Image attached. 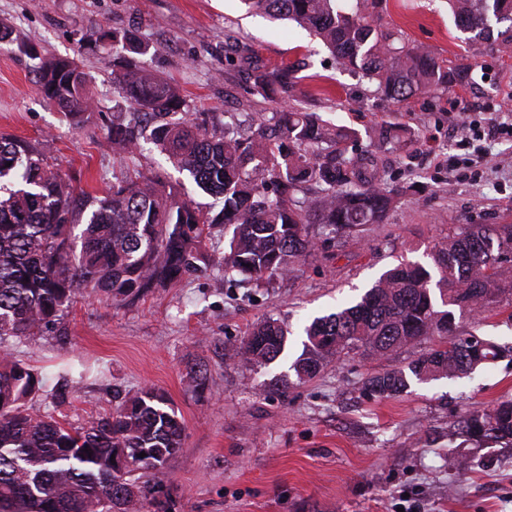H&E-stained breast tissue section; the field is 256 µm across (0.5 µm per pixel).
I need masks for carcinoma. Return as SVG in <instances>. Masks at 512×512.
I'll use <instances>...</instances> for the list:
<instances>
[{"instance_id": "cac0c4a2", "label": "carcinoma", "mask_w": 512, "mask_h": 512, "mask_svg": "<svg viewBox=\"0 0 512 512\" xmlns=\"http://www.w3.org/2000/svg\"><path fill=\"white\" fill-rule=\"evenodd\" d=\"M241 2L250 13L309 30L342 70L361 75L386 99L401 103L469 79L470 67L447 65L375 23L378 0ZM448 10L461 32L492 40L498 52L512 50V0H448ZM99 40L117 49L112 85L133 109L112 122V146L133 160L141 143H151L212 203L187 199L163 174L136 166L113 175L107 196L77 193L39 151L0 136V344L57 323L89 289L134 300L207 270L205 241L218 226L232 230L224 279L243 276L260 288L292 274L311 250L307 225L353 231L382 223L396 203L369 153L340 149L355 132L293 104L298 77L291 66L270 70L246 57L254 93L283 106L269 118L246 112L218 133L190 118L178 86L122 55L147 53L132 31L102 29ZM35 72L43 99L68 120L80 123L93 111L75 60L41 59ZM404 135L381 127L374 145ZM308 186L318 193L309 207L295 197ZM506 295L512 224H469L448 235L431 263L401 262L356 304L315 319L290 369L311 379L335 354L361 350L383 359L438 336V348L367 377L365 395L392 398L414 382L468 377L512 347L451 326L456 316L479 313ZM286 336L278 322L264 321L234 355L270 363ZM37 384L33 369L0 357V512H141L147 503L166 512L155 477L182 448L185 425L163 392L137 389L109 413L73 427L27 412L23 400ZM458 427L479 446L512 444V400L474 411Z\"/></svg>"}]
</instances>
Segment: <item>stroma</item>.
Wrapping results in <instances>:
<instances>
[{"label": "stroma", "mask_w": 512, "mask_h": 512, "mask_svg": "<svg viewBox=\"0 0 512 512\" xmlns=\"http://www.w3.org/2000/svg\"><path fill=\"white\" fill-rule=\"evenodd\" d=\"M375 19L440 59L470 65L468 82L404 103L374 97L367 80L340 70L308 32L246 14L239 0H0V25L12 32L0 49V135L27 142L76 189L99 197L125 163L108 129L129 110L112 86L113 52L96 42L102 28H133L149 46L144 65L179 86L191 116L216 127L237 113L281 107L253 94L246 66L234 59L244 44L266 67L298 65L302 107L358 132L359 146L365 131L383 125L411 131L379 156L387 184L400 191L384 223L340 235L310 225L315 248L292 275L261 288L225 283L227 239L218 236L207 244L215 264L206 273L133 301L80 298L58 327L7 342L11 359L42 377L24 401L34 416L77 427L128 391L165 393L185 425L181 449L160 474L168 512H512V447L448 436L469 410L512 399V355L474 376L416 383L384 400L363 397V380L434 348L436 338L387 360L345 352L307 381L290 368L304 326L359 301L388 269L429 263L466 225L512 224V138L484 142L469 166L456 164L470 121L512 120V54L466 41L445 0H383ZM33 51L79 60L95 102L83 122L64 121L43 101ZM267 319L288 328L284 353L261 366L232 357ZM456 330L512 346V306L458 318ZM66 363L85 377L56 401ZM199 369L207 377L201 387ZM452 446L479 466L460 470Z\"/></svg>", "instance_id": "1"}]
</instances>
